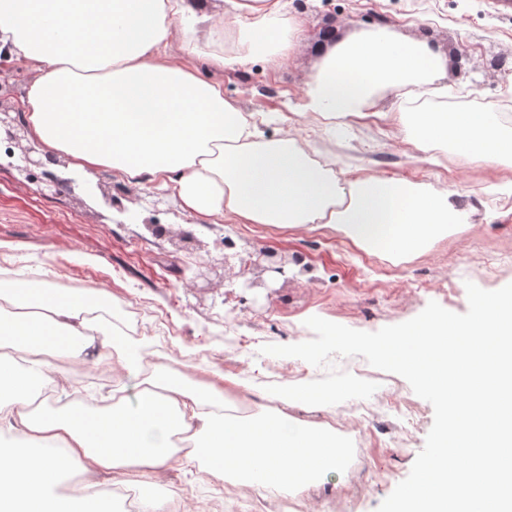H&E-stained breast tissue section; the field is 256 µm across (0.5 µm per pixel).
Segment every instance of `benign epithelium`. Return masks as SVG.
<instances>
[{"label":"benign epithelium","instance_id":"1","mask_svg":"<svg viewBox=\"0 0 512 512\" xmlns=\"http://www.w3.org/2000/svg\"><path fill=\"white\" fill-rule=\"evenodd\" d=\"M19 127L20 124L10 115V112L0 111V143L4 144V149L0 150V172L10 174L15 172L28 181L38 182L40 191L45 196L58 195L66 190L71 192L79 186L77 180L61 178L50 169V165L57 163V160L44 158L38 148L23 144L22 139L17 135ZM223 244L224 250L227 251L224 259L233 258L240 263V271L235 274V277L239 278L237 287L242 290L268 287L262 279L246 277V273L253 267L262 272L285 275L288 262L278 252L263 248L248 253V258L244 259L237 251V244L231 238H224Z\"/></svg>","mask_w":512,"mask_h":512}]
</instances>
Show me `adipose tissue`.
Listing matches in <instances>:
<instances>
[{
	"mask_svg": "<svg viewBox=\"0 0 512 512\" xmlns=\"http://www.w3.org/2000/svg\"><path fill=\"white\" fill-rule=\"evenodd\" d=\"M234 9L226 22L208 0H0V49L35 74L22 99L27 140L86 177L106 168L168 191L199 224L328 227L400 258L461 223L447 189L376 175L342 181L325 164L332 151L309 134L263 138L256 113L225 98L223 82L174 60L177 40L205 42L218 69L287 54L295 30L282 0H236ZM444 70L427 41L381 28L327 48L302 109L328 126L376 117L420 150L449 144L468 161L512 168L511 130L483 113L444 108ZM389 91L399 101L385 111ZM87 310L86 295L0 280V424L12 434L0 444V512H94V487L80 496L44 491L75 465L89 479L142 488L175 461L186 472L243 474L257 491L281 494L339 468L345 449L336 428L315 419L327 394L302 385L270 408L266 394L225 371H208L200 390L143 375L121 330ZM93 345L94 365L117 378L111 392L82 389L64 370ZM15 353L25 377L14 370ZM123 374L133 389L120 383ZM235 401L256 415L218 413ZM179 436L190 450L178 452Z\"/></svg>",
	"mask_w": 512,
	"mask_h": 512,
	"instance_id": "ef3b65f1",
	"label": "adipose tissue"
}]
</instances>
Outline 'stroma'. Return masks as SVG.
<instances>
[{"mask_svg":"<svg viewBox=\"0 0 512 512\" xmlns=\"http://www.w3.org/2000/svg\"><path fill=\"white\" fill-rule=\"evenodd\" d=\"M288 18L299 35L288 57L256 58L243 67L217 72L201 66L202 77L221 78L224 95L246 110L278 114L263 126L272 138L292 126H309L316 141L336 140V168L354 173L365 167L414 183L445 184L459 205L473 209L470 223L436 241L424 254L398 262L368 253L338 232L283 229L268 224H207L184 218L156 238L143 220V198L151 188L128 187L123 204L131 221L118 224L102 192L115 179L101 170L89 183L54 199L36 183L0 172V258L23 274L79 281L109 292L112 310L137 303L139 317L151 325L143 359L158 356L181 368L188 386L205 368L237 373L252 390L262 376H298L310 382L319 368L293 357L261 354L266 344L312 339L305 321L318 316L346 327L374 332L418 315L429 302L458 314L468 309L466 282L485 290L512 283V264L488 267L489 253L512 255V169H495L455 156L431 159L391 134L379 120L351 123L329 131L301 109L307 82L320 65L318 47L325 28L338 39L367 34L378 25L420 37L448 58V109L483 112L500 119L499 105L512 104V76L494 68L497 58L512 63V9L498 0H286ZM33 77L29 65L0 58V100L19 106ZM195 235L183 240V232ZM238 247H262L286 255L302 254L311 267L302 276L279 279L269 290L242 291L224 266L222 240ZM198 286H184L191 273ZM412 408L373 394L368 411L352 412L351 402L332 406L338 433L346 443L340 476L316 475L308 494L292 495L287 509L268 512H376L407 477L432 426L434 411L408 382L399 395ZM194 508L224 504V512H259V496L247 477L210 470L195 476Z\"/></svg>","mask_w":512,"mask_h":512,"instance_id":"obj_1","label":"stroma"}]
</instances>
